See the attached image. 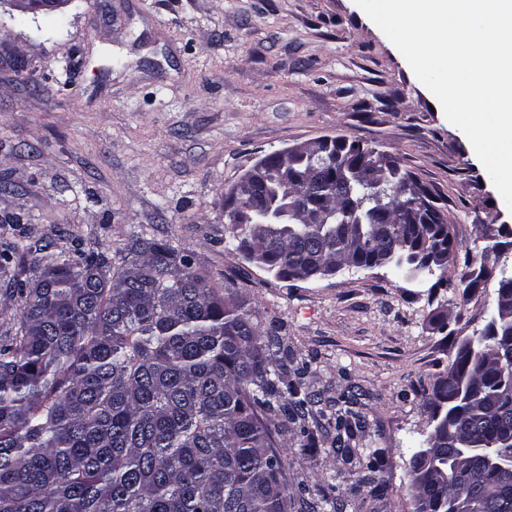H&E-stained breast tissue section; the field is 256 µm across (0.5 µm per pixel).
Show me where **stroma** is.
Here are the masks:
<instances>
[{
  "instance_id": "35a3bbf8",
  "label": "stroma",
  "mask_w": 512,
  "mask_h": 512,
  "mask_svg": "<svg viewBox=\"0 0 512 512\" xmlns=\"http://www.w3.org/2000/svg\"><path fill=\"white\" fill-rule=\"evenodd\" d=\"M321 136L393 155L438 200L460 251L508 210L461 130L354 0H68L51 13L0 0V338L18 327L11 290L78 252L120 268L129 240L186 254L213 282L233 277L246 307L276 322L289 369L320 396L283 448L288 512H414L409 459L432 431L422 394L460 341L481 330L512 248L465 287L390 268L308 282L244 260L224 192L263 156ZM365 419L342 460L336 401L349 387ZM378 468L358 491L365 453Z\"/></svg>"
}]
</instances>
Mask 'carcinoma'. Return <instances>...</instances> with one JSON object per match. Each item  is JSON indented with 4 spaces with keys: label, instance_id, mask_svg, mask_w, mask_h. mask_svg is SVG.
<instances>
[{
    "label": "carcinoma",
    "instance_id": "obj_1",
    "mask_svg": "<svg viewBox=\"0 0 512 512\" xmlns=\"http://www.w3.org/2000/svg\"><path fill=\"white\" fill-rule=\"evenodd\" d=\"M268 179L248 206L275 216L256 234L235 225L236 248L268 256L279 279L291 268L312 269L313 248L326 266L352 250L357 266L392 249L399 238L381 232L384 188L336 177V161L322 167L307 193L285 200L274 181L276 154L259 160ZM331 195L336 215L326 224H298L303 202ZM362 220L352 224V213ZM402 236L448 254L438 281L456 259V240L443 225L427 234L401 224ZM131 260L112 269L100 254L42 269L17 284L19 326L0 344V512H288V481L273 431L308 424L314 399L301 372L288 377L278 327L262 328L238 298L235 280L224 289L186 263L172 246L138 237L126 246ZM462 276L476 288L488 275L485 258L466 262ZM494 353L512 345V317L498 321V336L479 333L457 347L448 372L463 377L472 362L466 347ZM477 394L448 425L434 422L426 443L448 447V435L468 433L484 446L472 451L483 483L499 472L489 454L512 466V447L499 443L512 431V398L501 399L502 371L488 367L469 380ZM452 385L441 375L422 394L435 415ZM348 407L336 411L333 444L342 454L362 427ZM443 481L427 477L433 512L448 510V492L464 481L443 454ZM458 512H512L482 493Z\"/></svg>",
    "mask_w": 512,
    "mask_h": 512
}]
</instances>
